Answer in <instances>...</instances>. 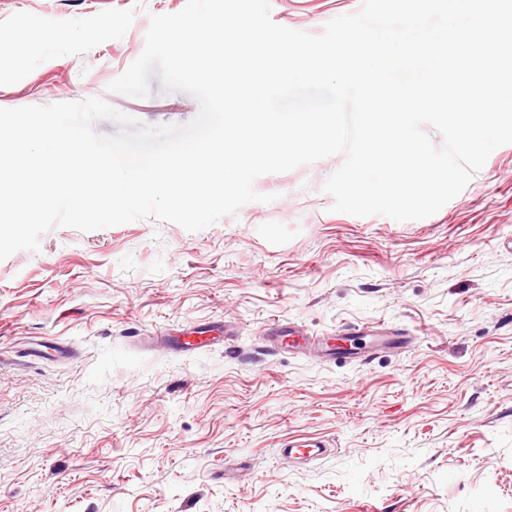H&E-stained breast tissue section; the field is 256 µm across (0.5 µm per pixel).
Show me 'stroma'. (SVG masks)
<instances>
[{
  "instance_id": "obj_1",
  "label": "stroma",
  "mask_w": 512,
  "mask_h": 512,
  "mask_svg": "<svg viewBox=\"0 0 512 512\" xmlns=\"http://www.w3.org/2000/svg\"><path fill=\"white\" fill-rule=\"evenodd\" d=\"M321 33L363 0H270ZM186 0H0V108L103 99L144 123L199 104L109 92ZM335 155L256 179L269 203L190 232L54 227L0 261V512H512V144L436 214L333 211ZM408 334L366 366L265 353L274 319ZM223 323L199 353L139 339ZM41 340L60 362L23 356ZM318 439L310 460L284 443Z\"/></svg>"
}]
</instances>
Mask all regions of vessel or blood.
Masks as SVG:
<instances>
[{"label":"vessel or blood","mask_w":512,"mask_h":512,"mask_svg":"<svg viewBox=\"0 0 512 512\" xmlns=\"http://www.w3.org/2000/svg\"><path fill=\"white\" fill-rule=\"evenodd\" d=\"M229 336L226 327L214 325L191 326L180 335L162 332L148 337V344L168 347L180 353H194L224 344ZM262 340L275 348H286L325 362L368 364L380 350L403 348L405 339L400 331L377 333L367 327L347 326L330 335L314 336L302 326L275 320L261 333Z\"/></svg>","instance_id":"vessel-or-blood-1"}]
</instances>
